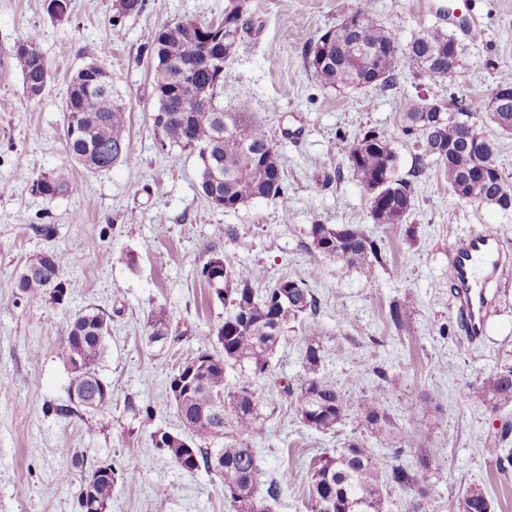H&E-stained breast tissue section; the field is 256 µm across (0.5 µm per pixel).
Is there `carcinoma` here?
<instances>
[{"mask_svg": "<svg viewBox=\"0 0 512 512\" xmlns=\"http://www.w3.org/2000/svg\"><path fill=\"white\" fill-rule=\"evenodd\" d=\"M243 0H227L224 16L234 20L231 29L223 22L211 23L203 31L179 24L164 27L149 47L153 59L151 82L157 98V110L166 114L161 136L169 148L200 159L199 191L205 199H224L226 205H244L255 199L286 202L287 192L281 158L266 128L247 117L248 102L241 100L225 109L213 106V112H181L176 106L181 67H192L195 89L216 99L220 83L211 70L198 64L207 51L221 63L238 51L247 31L240 18ZM144 0H116L113 34L121 36V19L142 11ZM349 13L361 24L349 29L333 28L334 40L328 49V62L321 65L306 54L307 66L325 86L357 89L393 87L398 75L412 71L432 81L452 80L448 74V47L454 37L433 27L415 36L406 47L397 46L393 33L374 19L369 0H355ZM39 45L38 36L28 34L15 48V60L23 76L25 90L45 87L48 72L38 63L26 45ZM65 109L77 133L65 137L70 158L89 170L104 171L131 158L124 104L112 99V84L84 83L68 89ZM473 109L486 110V102L462 103L456 112H426L413 104L404 115L403 132L414 136L415 165L412 176L422 173L428 164L437 167L455 196L464 202L491 204L481 192L491 195L506 181L495 160V143L469 123ZM487 149L482 155L474 145ZM254 154L255 162L237 166L240 151ZM336 150L365 187L383 178L392 192H382L370 203L375 224H402L412 209L413 182L399 174L395 151L385 137L367 131L352 140L336 143ZM222 171L221 180L207 184L210 169ZM32 193L45 198L73 194L77 186L62 175H40L30 186ZM312 251L324 258L342 260L353 268L372 274L386 263L378 241L359 224H312L308 229ZM64 252L47 249L30 255L18 273L16 288L25 295L45 294L55 302L64 300L67 282ZM208 296L231 308L224 322L211 330L220 351L198 352L201 364L197 384L187 393L175 394L169 386L170 404L186 426L188 434H169L152 442L159 452L178 467L193 471L211 468V456L221 455L218 471L224 486V500L234 512H270L268 502L278 497L281 482L269 477L258 463L256 445L267 438L263 406L251 384L231 383L226 368H248L255 377L271 373V360L283 341L288 325L314 313L318 298L310 281L318 276L317 267L307 277L283 275L259 290L237 263L225 253L209 251L201 269ZM167 325L164 310L147 317L146 336H157ZM108 326L96 311L82 312L71 320L65 355L71 371L82 369L91 379L89 392L99 397L98 406L112 399V384L102 381L98 367L107 353ZM322 346L315 336L305 340L301 366L303 375L296 385L286 384L281 395L294 403L299 419L322 433L334 432L348 419L347 402L336 379L321 371ZM470 400L475 404L504 406L512 403V363H504L494 373L472 386ZM355 416L370 437L381 440L393 435L396 424L375 395L360 399ZM509 428H503L493 447L485 449L495 459L501 473L509 474L512 452L503 448ZM414 436L403 437L405 447L395 448L392 461L384 464L374 457L372 444L364 438H351L335 453L321 456L309 464L307 501L309 512H383L384 491L401 489L411 496L409 512H425L439 467L426 455L413 463H404L405 449L412 447ZM206 447H201V444ZM114 476L101 475L89 490L79 488L78 512H104L112 501ZM457 512H493V504L484 491L469 488L458 497Z\"/></svg>", "mask_w": 512, "mask_h": 512, "instance_id": "obj_1", "label": "carcinoma"}]
</instances>
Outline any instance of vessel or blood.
<instances>
[{"label": "vessel or blood", "instance_id": "vessel-or-blood-1", "mask_svg": "<svg viewBox=\"0 0 512 512\" xmlns=\"http://www.w3.org/2000/svg\"><path fill=\"white\" fill-rule=\"evenodd\" d=\"M455 306L470 339H479L501 288L512 276V254L487 231L473 232L449 249Z\"/></svg>", "mask_w": 512, "mask_h": 512}]
</instances>
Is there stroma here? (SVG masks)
<instances>
[{"instance_id":"1","label":"stroma","mask_w":512,"mask_h":512,"mask_svg":"<svg viewBox=\"0 0 512 512\" xmlns=\"http://www.w3.org/2000/svg\"><path fill=\"white\" fill-rule=\"evenodd\" d=\"M467 2L371 0L373 16L396 33L399 46L441 27L461 53L451 82L406 71L383 92L324 86L306 65L310 44L336 27L354 0H250V25L224 66L218 100L227 107L249 101L284 165L288 202L256 199L224 211L199 192L197 155L156 145L147 52L170 23L223 18L225 0H145L139 14L123 18L118 39L110 25L114 0H70L62 18L48 13L46 0H0V512H78L81 477L103 462L119 475L109 512H230L218 476L181 469L151 439L159 429L184 430L167 393L173 364L218 348L209 331L227 311L208 298L197 274L212 247L261 287L319 269L311 286L320 308L285 330L272 375L254 383L262 398L301 375L303 341L317 337L322 369L348 405L377 395L398 434L416 436L406 460L422 450L438 464L430 512H455L470 485L491 498L494 512H512V477L501 476L485 454L504 424L512 425V403L495 408L468 398L476 380L512 362V287L501 290L485 335L472 342L450 308L448 268L449 246L476 229L493 230L512 253V214L460 202L430 167L405 223H373L367 189L336 152L338 137L374 130L390 141L400 174H407L414 148L403 114L418 97L442 99L453 91L467 101L484 99L512 74V0H477L471 10ZM32 31L51 73L34 99L14 59L17 42ZM89 63L111 73L127 107L132 158L106 171L87 170L65 151L63 103L73 73ZM50 173L76 182L78 191L53 199L31 194L32 180ZM313 224L362 225L382 242L387 266L369 275L314 255L307 237ZM45 225L53 226L52 237L42 235ZM49 248L68 257L69 286L59 304L15 286L27 257ZM104 252L109 261L101 260ZM395 302L413 308L400 329L387 320ZM159 308L179 336L162 350L144 340L146 317ZM87 310L103 313L109 327V352L98 372L111 383L112 400L65 418L54 409L69 401L68 325ZM379 369L397 386L378 379ZM424 395L428 409L405 416ZM266 425L257 458L284 481L271 510L307 512L310 459L334 453L358 424L349 419L337 433H321L283 404ZM129 470L135 479H125Z\"/></svg>"}]
</instances>
